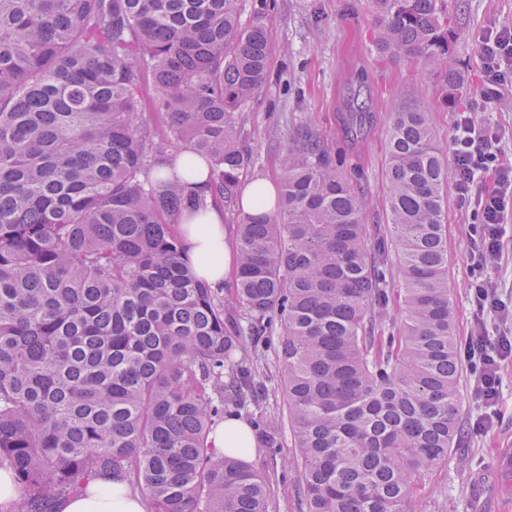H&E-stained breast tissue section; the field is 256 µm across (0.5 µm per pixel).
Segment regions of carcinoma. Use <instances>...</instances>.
Returning <instances> with one entry per match:
<instances>
[{
	"label": "carcinoma",
	"mask_w": 512,
	"mask_h": 512,
	"mask_svg": "<svg viewBox=\"0 0 512 512\" xmlns=\"http://www.w3.org/2000/svg\"><path fill=\"white\" fill-rule=\"evenodd\" d=\"M241 0H0V469L9 512H56L121 472L152 512H270L269 480L209 434L259 407L240 348L277 336L305 512H412L458 439L460 359L448 296L445 166L422 104L395 113L389 251L320 143L293 141L270 214L237 224L235 310L182 257L178 219L230 199L253 162L234 115L263 87L271 45ZM379 49L464 84L445 0H373ZM167 116L166 144L142 118ZM190 151L206 187L153 177Z\"/></svg>",
	"instance_id": "obj_1"
}]
</instances>
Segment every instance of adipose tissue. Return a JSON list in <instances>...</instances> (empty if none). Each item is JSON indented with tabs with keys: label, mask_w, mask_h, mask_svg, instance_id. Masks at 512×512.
I'll return each instance as SVG.
<instances>
[{
	"label": "adipose tissue",
	"mask_w": 512,
	"mask_h": 512,
	"mask_svg": "<svg viewBox=\"0 0 512 512\" xmlns=\"http://www.w3.org/2000/svg\"><path fill=\"white\" fill-rule=\"evenodd\" d=\"M185 258L196 276L212 286L222 285L237 268V254L228 242L224 214L208 204L195 216L179 220ZM217 455L238 451L252 456L254 441L251 426L244 420H225L208 438ZM60 512H147L145 498L133 492L123 474L91 478L82 493L62 500Z\"/></svg>",
	"instance_id": "adipose-tissue-1"
}]
</instances>
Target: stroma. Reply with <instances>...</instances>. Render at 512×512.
<instances>
[{"instance_id": "obj_1", "label": "stroma", "mask_w": 512, "mask_h": 512, "mask_svg": "<svg viewBox=\"0 0 512 512\" xmlns=\"http://www.w3.org/2000/svg\"><path fill=\"white\" fill-rule=\"evenodd\" d=\"M452 56L465 76L453 102H446L439 74L422 59H393L376 45L372 0H242L241 20L263 13L272 52L267 84L237 113L243 144L252 149L249 175L280 179L291 142L304 133L340 160L363 202V221L372 241L386 237L389 122L395 112L421 102L430 110L435 143L444 162L452 160L454 120L467 111L502 133L500 157L512 165V100L490 102L481 95L479 38L489 27H512V0H445ZM448 288L458 343L473 320L469 285L480 271L470 208L461 206L454 186L446 188ZM242 356L268 389L263 410L243 412L284 417V369L273 349L255 354L250 337ZM502 392L491 427L479 431L481 406L471 396L470 369L461 374L459 435L447 463L432 471L417 495V512H512V359L501 367ZM298 451L288 430L275 447L256 445L252 466L274 486L272 512H302Z\"/></svg>"}]
</instances>
